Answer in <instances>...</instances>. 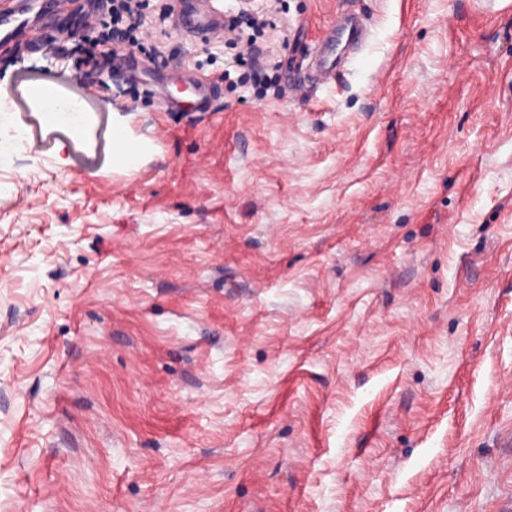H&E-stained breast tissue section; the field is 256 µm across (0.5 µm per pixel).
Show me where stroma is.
<instances>
[{
  "instance_id": "35a3bbf8",
  "label": "stroma",
  "mask_w": 512,
  "mask_h": 512,
  "mask_svg": "<svg viewBox=\"0 0 512 512\" xmlns=\"http://www.w3.org/2000/svg\"><path fill=\"white\" fill-rule=\"evenodd\" d=\"M181 2L0 52V512H512V0ZM105 3L108 19H97L89 24L78 46L84 53L85 66L93 70L98 67L101 58L116 54L115 36L121 35L128 47L139 48L142 45L138 38L142 26L141 0H110ZM213 0H190L181 12L182 24L187 33L197 37L215 34L222 28V21L212 10Z\"/></svg>"
}]
</instances>
